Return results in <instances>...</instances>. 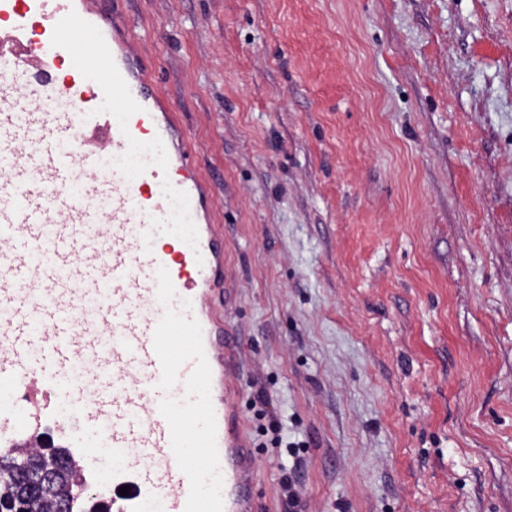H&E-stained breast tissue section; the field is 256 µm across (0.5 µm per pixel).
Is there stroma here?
I'll use <instances>...</instances> for the list:
<instances>
[{"label": "stroma", "mask_w": 512, "mask_h": 512, "mask_svg": "<svg viewBox=\"0 0 512 512\" xmlns=\"http://www.w3.org/2000/svg\"><path fill=\"white\" fill-rule=\"evenodd\" d=\"M109 7L215 189L251 512H512V0Z\"/></svg>", "instance_id": "35a3bbf8"}]
</instances>
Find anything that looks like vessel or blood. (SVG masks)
I'll list each match as a JSON object with an SVG mask.
<instances>
[{
    "instance_id": "vessel-or-blood-1",
    "label": "vessel or blood",
    "mask_w": 512,
    "mask_h": 512,
    "mask_svg": "<svg viewBox=\"0 0 512 512\" xmlns=\"http://www.w3.org/2000/svg\"><path fill=\"white\" fill-rule=\"evenodd\" d=\"M212 192L99 0H0V391L19 401L0 429H29L41 398L68 447L111 457L106 512L251 506L208 304L224 277Z\"/></svg>"
}]
</instances>
